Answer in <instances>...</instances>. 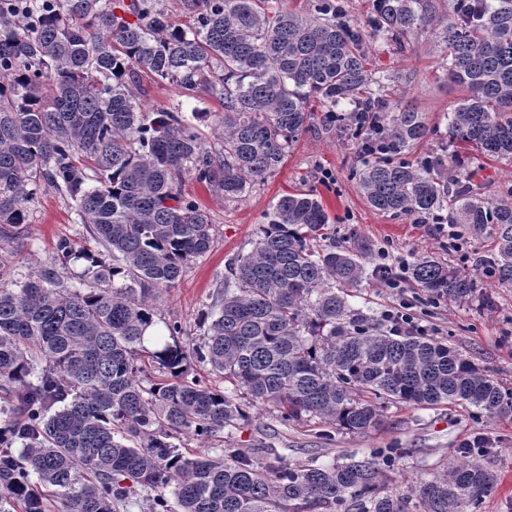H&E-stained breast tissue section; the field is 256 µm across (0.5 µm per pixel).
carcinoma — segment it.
Here are the masks:
<instances>
[{"label":"carcinoma","instance_id":"carcinoma-1","mask_svg":"<svg viewBox=\"0 0 512 512\" xmlns=\"http://www.w3.org/2000/svg\"><path fill=\"white\" fill-rule=\"evenodd\" d=\"M272 2L184 0L186 27L159 0H56L29 28L0 13V279L43 181L104 248L62 238L53 267L0 285V392L19 413L0 427L4 503L46 512L50 492L61 512H118L140 488L153 493L148 512H480L494 490L484 448L393 495L385 483L401 448L300 465L272 449L256 463L232 445L212 456L175 443L234 428L258 404L285 423L318 417L354 434L378 427L385 402L512 412V389L453 347L382 331L354 307L363 251L332 245L334 220L312 190L282 195L250 251L228 259L202 336L173 322L146 338L162 291L213 243L183 179L241 197L283 166L312 100L359 137L354 177L372 208L425 220L446 209L449 224L491 227L495 252L480 263L512 284V189L475 193L465 157L406 160L431 129L419 112L390 114L370 68L373 44L403 52L418 29L440 30L447 76L468 91L451 140L512 158V0H455L451 23L431 0H369L363 24L347 0H310L305 14ZM145 77L220 99V148L175 108L144 111ZM80 260L66 285L61 272ZM405 274L433 299L478 290L428 254ZM193 360L229 388L191 374Z\"/></svg>","mask_w":512,"mask_h":512}]
</instances>
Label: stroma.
Listing matches in <instances>:
<instances>
[{"mask_svg":"<svg viewBox=\"0 0 512 512\" xmlns=\"http://www.w3.org/2000/svg\"><path fill=\"white\" fill-rule=\"evenodd\" d=\"M377 67L389 74L387 93L398 107L423 113L433 133L413 148L414 156L441 150L455 153L448 136V114L466 95L464 87L451 82L445 71L446 54L433 30H418L406 51L379 43L373 50ZM140 103L148 110L181 107L184 115L207 113L198 122L206 147L220 144L217 124L222 103L201 92L184 93L169 83L149 84ZM305 131L288 152L283 167L263 183L236 200L207 188L195 179H185L182 192L206 209L215 226L209 252L195 259L175 287L163 291L157 301L158 321L180 323L191 335L206 304L224 278L229 256L250 248L266 215L278 198L291 190H316L336 224V242L346 247H363L366 279L353 303L363 313L383 322L384 313L398 295L387 288L377 272L379 264L399 269L414 256L431 254L475 275L478 298L462 303H436L421 290L403 282V293L413 304L412 313L425 334L437 336L489 371L512 389V284L501 285L482 275L478 258L493 252L490 232L474 234L460 227L462 247H448L447 232L434 224L397 217L374 210L366 202L351 172L357 164L356 142L350 135L327 125L319 104ZM468 173L475 188L495 195L512 186V158H488L471 152ZM331 180H323V170ZM71 239L76 248L99 250V243L79 222L74 202L51 186H43L29 205L28 230L14 244L17 252L12 278L31 269L51 267L59 239ZM480 438L489 453L486 465L497 475V485L486 497L482 512H512V417L489 416L462 407L421 408L404 403L387 404L381 424L365 435L351 434L320 419L301 424L279 421L272 407L249 408L233 429L230 439L249 455L261 457L263 450L277 449L294 462L318 459L324 464L343 461L345 456H363L379 448H403L404 454L388 474L390 492L431 480L459 457L464 440Z\"/></svg>","mask_w":512,"mask_h":512,"instance_id":"stroma-1","label":"stroma"}]
</instances>
